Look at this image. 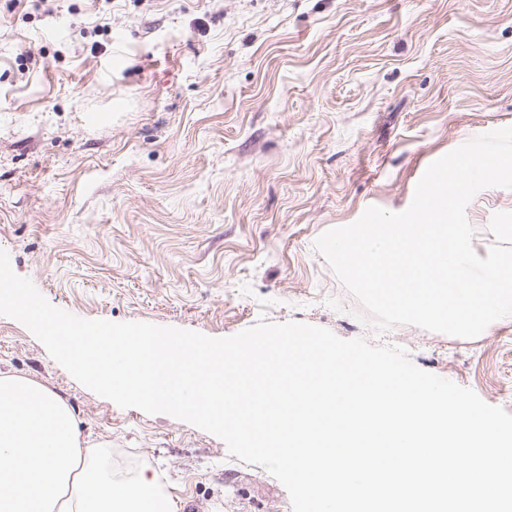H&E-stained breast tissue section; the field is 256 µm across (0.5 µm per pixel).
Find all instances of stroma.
Instances as JSON below:
<instances>
[{"label":"stroma","instance_id":"stroma-1","mask_svg":"<svg viewBox=\"0 0 512 512\" xmlns=\"http://www.w3.org/2000/svg\"><path fill=\"white\" fill-rule=\"evenodd\" d=\"M508 126L512 0H0V249L85 319L304 322L402 346L512 413V317L472 339L376 333L314 248ZM507 211L512 188L467 205L478 256ZM1 371L56 391L116 478L151 473L186 512H292L266 469L97 395L2 315Z\"/></svg>","mask_w":512,"mask_h":512}]
</instances>
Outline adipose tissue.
<instances>
[{"label": "adipose tissue", "instance_id": "obj_1", "mask_svg": "<svg viewBox=\"0 0 512 512\" xmlns=\"http://www.w3.org/2000/svg\"><path fill=\"white\" fill-rule=\"evenodd\" d=\"M0 512H169V502L148 473L112 479L49 386L0 372Z\"/></svg>", "mask_w": 512, "mask_h": 512}]
</instances>
